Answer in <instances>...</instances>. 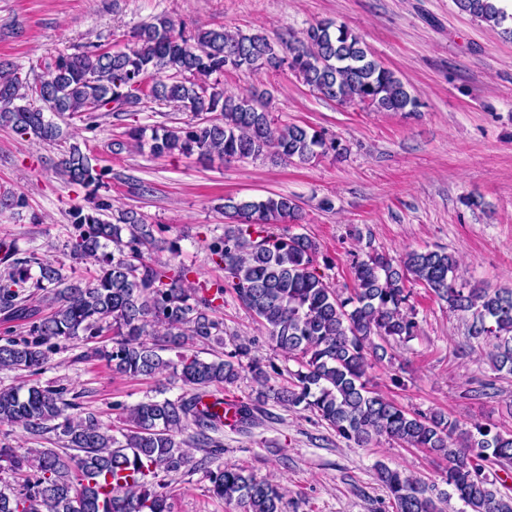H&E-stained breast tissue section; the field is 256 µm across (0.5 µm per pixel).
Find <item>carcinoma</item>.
<instances>
[{
	"label": "carcinoma",
	"mask_w": 512,
	"mask_h": 512,
	"mask_svg": "<svg viewBox=\"0 0 512 512\" xmlns=\"http://www.w3.org/2000/svg\"><path fill=\"white\" fill-rule=\"evenodd\" d=\"M454 2L512 39V11L499 0ZM262 68H286L340 104L379 112L421 107L343 23L324 20L300 36L284 31L274 39L224 27L199 29L188 38L162 15L135 30L126 49L95 44L60 54L32 82L0 62V123L56 144L64 139L56 116L92 122L99 112L118 116L150 101L174 104L198 120L151 129L132 125L118 148L147 144L159 158L197 154L300 164L329 153L342 156L337 138L269 112L268 92L219 88L230 69ZM57 171L94 195L91 205L70 211L79 234L69 249L96 271L90 278L68 276L36 252L21 256L15 244L0 241V319L27 325V336L0 342V371L17 375V383L0 387V425L17 426L30 439L51 434L58 444L0 446V471L17 480L0 489V512H171V483L185 470L204 472L211 497L234 502L242 512H282L286 489L224 465V442L217 437L228 422L233 428L253 424L257 405L269 400L311 411L358 447L385 438L445 462L440 481L432 483L376 462V480L393 512H445L454 496L466 512H512V488L494 473L512 471V431L481 423L468 429L440 411H408L368 375L369 358L384 360L389 340L406 341L417 331L409 305L414 285L469 315L468 343L490 346L493 370L512 374V288L459 285L457 259L443 249L394 257L374 250L353 256L354 288L345 296L326 282L321 266L329 263L320 260L316 241L290 233L302 213L282 194L224 197V235L208 246L224 280L203 285L182 264L146 259L155 245L152 226L132 209L110 214L111 201L97 196L110 169L90 151L69 145ZM227 294L298 364L288 384H269L255 358L242 364L250 341L213 359L184 352L224 333L216 313ZM101 336L111 337L112 346L94 347L91 354L113 373L151 378L170 372L183 393L122 407L124 427L115 430L81 410V393L32 380L59 343L88 344ZM173 349L182 350L175 360L166 355ZM245 369L260 386L255 402H203L213 387L229 390ZM197 451L203 452L199 459Z\"/></svg>",
	"instance_id": "cac0c4a2"
}]
</instances>
